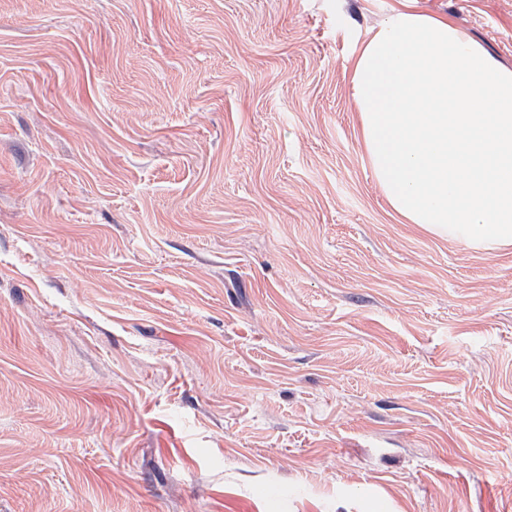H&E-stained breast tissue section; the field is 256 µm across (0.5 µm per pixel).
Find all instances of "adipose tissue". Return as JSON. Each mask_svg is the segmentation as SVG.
Listing matches in <instances>:
<instances>
[{
	"mask_svg": "<svg viewBox=\"0 0 512 512\" xmlns=\"http://www.w3.org/2000/svg\"><path fill=\"white\" fill-rule=\"evenodd\" d=\"M351 93L373 174L407 223L512 245V70L407 7L358 47Z\"/></svg>",
	"mask_w": 512,
	"mask_h": 512,
	"instance_id": "adipose-tissue-1",
	"label": "adipose tissue"
}]
</instances>
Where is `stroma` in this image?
I'll return each instance as SVG.
<instances>
[{
	"instance_id": "1",
	"label": "stroma",
	"mask_w": 512,
	"mask_h": 512,
	"mask_svg": "<svg viewBox=\"0 0 512 512\" xmlns=\"http://www.w3.org/2000/svg\"><path fill=\"white\" fill-rule=\"evenodd\" d=\"M398 2L0 0V512H512V246L350 92ZM417 4L512 70V0Z\"/></svg>"
}]
</instances>
